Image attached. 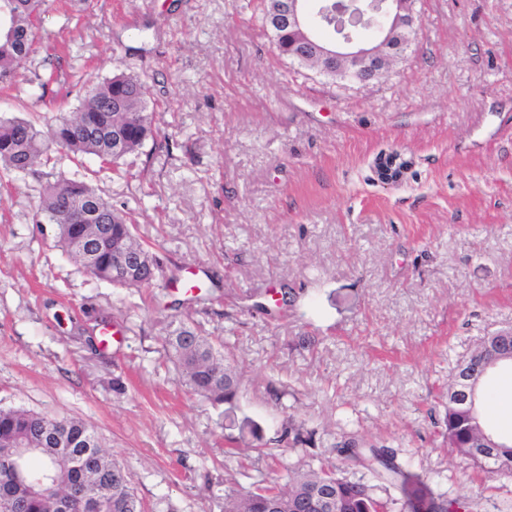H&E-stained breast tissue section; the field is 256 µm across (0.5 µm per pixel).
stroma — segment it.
Instances as JSON below:
<instances>
[{
  "mask_svg": "<svg viewBox=\"0 0 512 512\" xmlns=\"http://www.w3.org/2000/svg\"><path fill=\"white\" fill-rule=\"evenodd\" d=\"M258 4L46 0L0 114L69 112L83 85L142 74L156 139L97 185L164 272L127 290L69 258L34 220L52 166L0 188V407L90 423L146 512H224L333 460L351 423L466 512H505L512 471L449 448L440 391L512 329V0H417L414 44L367 85L279 57ZM390 153L406 163L394 185L375 170ZM179 317L237 359L235 416L269 454L164 357ZM292 423L311 442L291 445Z\"/></svg>",
  "mask_w": 512,
  "mask_h": 512,
  "instance_id": "35a3bbf8",
  "label": "stroma"
}]
</instances>
